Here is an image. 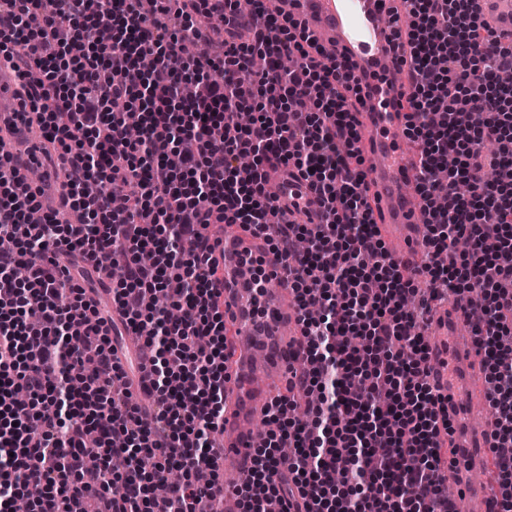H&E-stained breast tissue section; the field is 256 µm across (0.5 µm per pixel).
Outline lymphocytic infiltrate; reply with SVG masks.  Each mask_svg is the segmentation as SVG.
Here are the masks:
<instances>
[{"mask_svg":"<svg viewBox=\"0 0 512 512\" xmlns=\"http://www.w3.org/2000/svg\"><path fill=\"white\" fill-rule=\"evenodd\" d=\"M412 94L406 134L421 153L427 257L415 288L378 237L355 171L362 87L338 78L306 23L253 0L237 41L235 0H0V60L43 76L21 86L64 161L72 224L38 209L0 157V512H216L224 417V312L211 285V224H243L278 251L304 339L306 420L285 397L235 489L241 512L301 497L304 512H448L438 478L447 409L428 383L421 326L449 294L471 311L494 410L501 512H512V41L479 0H407ZM475 119L462 124L458 114ZM317 193V224L274 203L266 170ZM495 182L483 179L486 169ZM469 248L445 265L455 238ZM113 269L124 323L153 349L142 411L102 316L71 265ZM181 311L167 317L156 297ZM99 465L89 468L88 455ZM127 461L111 474V458ZM168 483L165 499L154 486Z\"/></svg>","mask_w":512,"mask_h":512,"instance_id":"lymphocytic-infiltrate-1","label":"lymphocytic infiltrate"}]
</instances>
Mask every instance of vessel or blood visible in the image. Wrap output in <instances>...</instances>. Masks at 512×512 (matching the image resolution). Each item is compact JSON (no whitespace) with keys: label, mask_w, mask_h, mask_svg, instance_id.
<instances>
[{"label":"vessel or blood","mask_w":512,"mask_h":512,"mask_svg":"<svg viewBox=\"0 0 512 512\" xmlns=\"http://www.w3.org/2000/svg\"><path fill=\"white\" fill-rule=\"evenodd\" d=\"M284 12L301 14L308 27L329 45L338 61L349 68L362 88L363 103L355 117L356 146L364 159L363 186L373 199L379 237L397 252L422 247L425 229L411 205L417 192V169L405 139L403 101L411 92L399 74L401 53L392 50V31L407 33L409 9L401 0H281ZM482 18L499 35H512V0H482ZM25 125H11L0 113V143L22 172L38 168L42 154L24 145ZM268 182L276 205L299 223L320 221V205L308 183L290 169H269ZM211 263L216 286L224 290L226 358L229 376L224 384V439L219 460L222 470L247 477L253 451L263 436L252 429L262 417L273 388L283 383L303 352L297 333V313L291 286L281 275L282 259L266 242L235 226H211ZM263 268L269 281L257 288L255 270ZM430 381L448 399V425L458 464L443 470V479L458 483L463 492L452 512H496L493 497L471 477L489 464L483 421L471 420L475 386L473 326L463 309L449 306L424 331Z\"/></svg>","instance_id":"1"}]
</instances>
